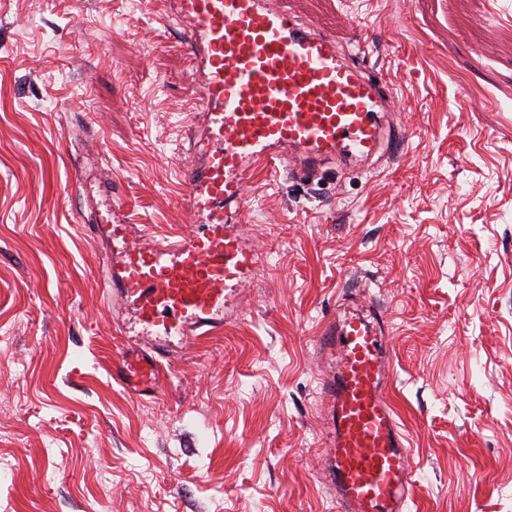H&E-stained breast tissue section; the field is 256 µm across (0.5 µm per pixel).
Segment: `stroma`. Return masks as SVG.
Wrapping results in <instances>:
<instances>
[{"label":"stroma","instance_id":"stroma-1","mask_svg":"<svg viewBox=\"0 0 512 512\" xmlns=\"http://www.w3.org/2000/svg\"><path fill=\"white\" fill-rule=\"evenodd\" d=\"M382 72L390 163L255 171L240 319L112 381L123 337L77 184L81 126L142 243L191 229L194 72L167 0H0V512H336L316 333L381 307L409 512H512V0H283Z\"/></svg>","mask_w":512,"mask_h":512}]
</instances>
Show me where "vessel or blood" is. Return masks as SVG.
Instances as JSON below:
<instances>
[{
	"label": "vessel or blood",
	"mask_w": 512,
	"mask_h": 512,
	"mask_svg": "<svg viewBox=\"0 0 512 512\" xmlns=\"http://www.w3.org/2000/svg\"><path fill=\"white\" fill-rule=\"evenodd\" d=\"M169 19L184 29L198 73L190 127L201 160L185 172L188 235L147 245L121 218L111 181L92 167L78 179L92 198L94 224L112 245V308L133 310L140 327L112 358L110 375L132 394L158 398L159 360L173 336L194 340L239 312L261 258L224 212L247 201L258 164L307 177L342 153L369 158L401 150L404 134L380 115L395 109L381 75L335 35L315 30L275 0H174ZM382 314L323 321L317 342L333 367L322 384L332 403L325 445L339 512H405L413 487L405 436L387 398L391 357Z\"/></svg>",
	"instance_id": "obj_1"
}]
</instances>
